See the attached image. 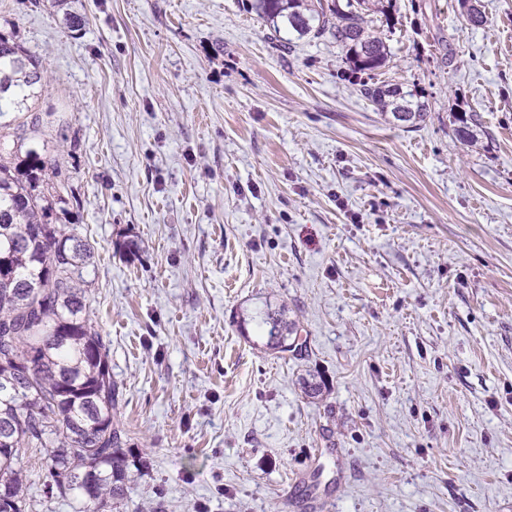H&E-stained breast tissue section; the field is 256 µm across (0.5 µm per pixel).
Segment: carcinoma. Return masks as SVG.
<instances>
[{
  "mask_svg": "<svg viewBox=\"0 0 512 512\" xmlns=\"http://www.w3.org/2000/svg\"><path fill=\"white\" fill-rule=\"evenodd\" d=\"M393 0H251V10L283 45L285 34L336 41L351 80L378 111L415 128L428 104L397 83L375 82L391 59L386 34ZM467 21L485 23L479 0H461ZM44 86L37 56L0 32V512H29L24 456L42 454L50 491L73 498L75 512H112L140 471L127 432L116 421L122 400L112 379L109 346L92 318L86 275L94 246L61 215L78 203L60 157L29 146L39 139L36 103ZM257 326L265 345L294 352L296 323L266 308Z\"/></svg>",
  "mask_w": 512,
  "mask_h": 512,
  "instance_id": "carcinoma-1",
  "label": "carcinoma"
}]
</instances>
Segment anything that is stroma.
<instances>
[{"instance_id": "stroma-1", "label": "stroma", "mask_w": 512, "mask_h": 512, "mask_svg": "<svg viewBox=\"0 0 512 512\" xmlns=\"http://www.w3.org/2000/svg\"><path fill=\"white\" fill-rule=\"evenodd\" d=\"M480 3L475 27L459 0H394L382 79L429 106L409 130L334 40L281 49L248 0H75L78 32L0 0L95 247L143 464L115 512H512V0ZM269 305L297 355L258 336ZM320 448L340 460L310 494Z\"/></svg>"}]
</instances>
